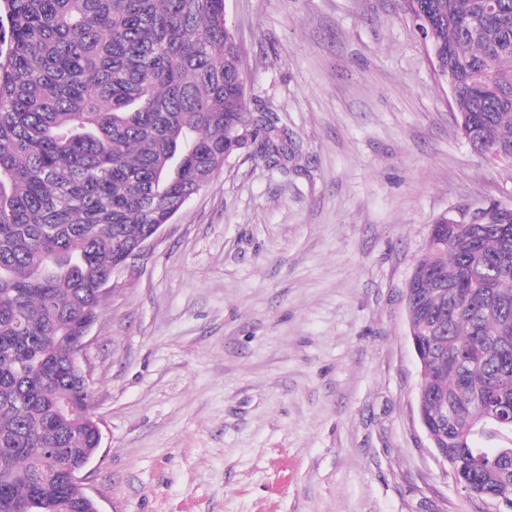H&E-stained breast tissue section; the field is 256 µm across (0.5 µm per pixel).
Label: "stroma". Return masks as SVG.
Here are the masks:
<instances>
[{"label": "stroma", "mask_w": 512, "mask_h": 512, "mask_svg": "<svg viewBox=\"0 0 512 512\" xmlns=\"http://www.w3.org/2000/svg\"><path fill=\"white\" fill-rule=\"evenodd\" d=\"M248 108L287 169L242 157L115 275L83 366L101 512H487L419 420L405 284L433 220L512 204L461 137L400 0H224Z\"/></svg>", "instance_id": "stroma-1"}]
</instances>
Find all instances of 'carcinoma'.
<instances>
[{
    "label": "carcinoma",
    "instance_id": "carcinoma-1",
    "mask_svg": "<svg viewBox=\"0 0 512 512\" xmlns=\"http://www.w3.org/2000/svg\"><path fill=\"white\" fill-rule=\"evenodd\" d=\"M401 0L471 148L512 163V0ZM0 512H92L48 455L98 446L71 340L100 278L243 155L285 167L282 118L246 106L224 0H0ZM433 222L405 289L420 403L460 483L512 512V223ZM463 368L456 376L448 364ZM72 410L61 413L63 402ZM453 413L441 420L442 405Z\"/></svg>",
    "mask_w": 512,
    "mask_h": 512
}]
</instances>
